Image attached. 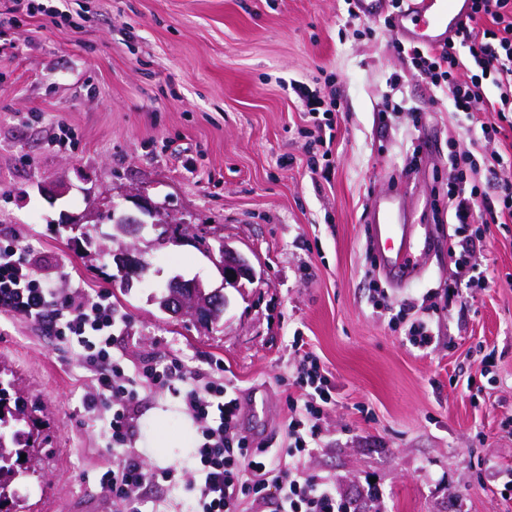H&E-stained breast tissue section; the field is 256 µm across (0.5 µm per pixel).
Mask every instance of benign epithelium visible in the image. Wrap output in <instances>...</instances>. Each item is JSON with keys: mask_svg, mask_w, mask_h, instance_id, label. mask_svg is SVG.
Wrapping results in <instances>:
<instances>
[{"mask_svg": "<svg viewBox=\"0 0 512 512\" xmlns=\"http://www.w3.org/2000/svg\"><path fill=\"white\" fill-rule=\"evenodd\" d=\"M134 204L139 214L120 216L116 225L117 235L113 237V242L118 244L112 250V261L117 271L113 281L126 288L135 280L143 281L148 265L141 258L139 247L125 244L123 238L139 237L149 223H186L183 218L172 220L161 206L141 195L135 198ZM210 252L223 275V287L240 289L255 280L256 272L251 261L228 244L221 241L218 248H212ZM223 297L225 294L221 291L209 290L198 280L177 278L170 283L168 291L154 297V300L164 312L175 318L188 317L199 323H211L216 320L214 307L222 302Z\"/></svg>", "mask_w": 512, "mask_h": 512, "instance_id": "obj_1", "label": "benign epithelium"}]
</instances>
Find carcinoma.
I'll list each match as a JSON object with an SVG mask.
<instances>
[{"label":"carcinoma","mask_w":512,"mask_h":512,"mask_svg":"<svg viewBox=\"0 0 512 512\" xmlns=\"http://www.w3.org/2000/svg\"><path fill=\"white\" fill-rule=\"evenodd\" d=\"M9 369L0 366V512H12L17 505L16 481L30 468L20 462L22 450L40 447L37 429L39 406L11 398L15 388L5 379Z\"/></svg>","instance_id":"carcinoma-1"}]
</instances>
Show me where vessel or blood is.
<instances>
[{"label": "vessel or blood", "instance_id": "obj_1", "mask_svg": "<svg viewBox=\"0 0 512 512\" xmlns=\"http://www.w3.org/2000/svg\"><path fill=\"white\" fill-rule=\"evenodd\" d=\"M391 0H355L361 18L391 16L394 33L414 43L440 44L451 37L470 11L471 0H404L399 12H391ZM372 234L379 249L380 267L386 279L398 284L411 279L416 269L411 260V232L403 224L395 197H387L374 211Z\"/></svg>", "mask_w": 512, "mask_h": 512}]
</instances>
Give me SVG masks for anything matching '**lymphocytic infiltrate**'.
Segmentation results:
<instances>
[{
  "instance_id": "lymphocytic-infiltrate-1",
  "label": "lymphocytic infiltrate",
  "mask_w": 512,
  "mask_h": 512,
  "mask_svg": "<svg viewBox=\"0 0 512 512\" xmlns=\"http://www.w3.org/2000/svg\"><path fill=\"white\" fill-rule=\"evenodd\" d=\"M471 9L469 21L448 42L412 45L407 53L435 88L446 91L456 111L492 112L503 121L512 113V0H472ZM479 147L478 140H471L464 156L467 169H452L448 178V206L459 226L456 246L468 258L487 247L482 233L463 231L477 208L512 221L511 181H501L490 192L468 183L465 172L477 170ZM0 312L48 327L79 348L81 364L92 374L83 407L101 414L107 447L117 459L99 479L116 512H144L146 501L139 490L177 484L186 492L191 512H243L247 504L252 512H372L379 499L372 489L349 498L335 481L300 468L302 458L323 438L325 408L336 403L331 375L303 336L293 338V370L280 381L288 393V445L268 448L246 435L240 400L223 382V361L211 359L206 367L192 369L172 357L128 366L113 348L129 335L132 322L114 304L111 289L100 288L80 303L58 294L40 278L38 262L22 248L16 229L0 230ZM148 389L180 398L197 426L199 444L187 481H180L176 468L147 466L132 445L142 394Z\"/></svg>"
}]
</instances>
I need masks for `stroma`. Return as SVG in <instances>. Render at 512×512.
Listing matches in <instances>:
<instances>
[{"mask_svg":"<svg viewBox=\"0 0 512 512\" xmlns=\"http://www.w3.org/2000/svg\"><path fill=\"white\" fill-rule=\"evenodd\" d=\"M44 10L0 19V228L22 229L52 288L79 301L111 287L132 320L119 345L130 361L222 359L246 434L273 448L288 444L278 380L301 334L336 389L308 474L352 496L376 483L378 512H512L500 480L512 468L502 428L512 416V223L476 212L486 282L449 298L456 255L432 215L471 123L386 21L348 23L344 0H68L55 24ZM328 78L340 108L321 175L307 166L301 130L311 121L289 83ZM63 125L75 145L60 143ZM61 185L56 200L42 193ZM135 193L174 222L164 242L145 230L147 280L124 289L112 280L111 220L78 245L61 218L134 211ZM389 195L403 198L417 268L394 286L370 262L373 210ZM219 239L249 257L255 281L225 290L212 325L163 312L154 298L174 275L220 287L198 246ZM406 302L438 310L429 352L407 341ZM0 361L41 406L47 438L37 476L17 486L20 512H113L98 484L113 459L82 407L87 378L74 350L0 315ZM256 399L264 413H253ZM186 418L169 393H148L134 440L147 464L190 474Z\"/></svg>","mask_w":512,"mask_h":512,"instance_id":"obj_1","label":"stroma"}]
</instances>
